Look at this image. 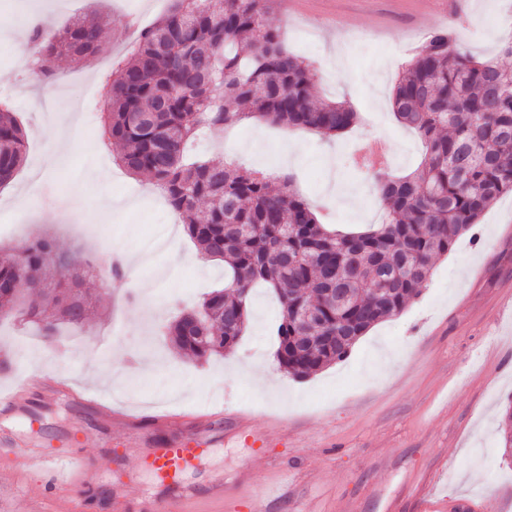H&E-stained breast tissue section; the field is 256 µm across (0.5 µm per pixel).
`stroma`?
<instances>
[{"label": "stroma", "instance_id": "1", "mask_svg": "<svg viewBox=\"0 0 512 512\" xmlns=\"http://www.w3.org/2000/svg\"><path fill=\"white\" fill-rule=\"evenodd\" d=\"M0 0V79L13 81L11 100L25 128L26 160L0 186V219L10 230L0 246L22 249L41 235L61 250L102 260L115 251L139 253L148 235L165 234L178 215L148 189L147 177L128 174L102 142L105 101L98 88L128 50L130 26L152 25L169 0ZM268 21L282 29L291 51L313 62L317 101L347 102L359 121L327 138L294 130L305 154L284 166L283 128L249 119L227 129L223 140L198 139L201 158L220 162L240 149L242 166L288 176L323 223L363 230L380 223L379 184L355 167L351 155L372 139L391 148L386 177L414 171L424 146L383 101L425 35L454 29L473 55L494 57L512 33V0H270ZM50 17L62 26L77 17H101L106 53L86 64L58 60L56 95L40 104L44 85L31 82L18 60L13 29ZM85 107L70 121V104ZM71 128L78 150L58 168L48 156L55 136ZM359 194V206L336 201L340 188ZM102 287L100 274L83 286L92 308L83 327L61 341L45 342L34 330L0 322V386L49 370L77 392L108 394L111 416L65 394L34 385L16 404L0 405V512H40L26 488L45 471L33 455L112 459L109 484L95 512L111 502L138 501L153 478L145 448L197 431L190 411H212L206 454L183 475L197 497L191 512H252L251 496L273 486L267 512H512V458L499 443L504 411L512 405V192L480 218L473 234L459 237L436 260L418 296L398 315L378 324L349 355L303 380L279 368L274 293L256 288L247 330L224 356L198 363L180 357L163 331L182 308L224 284V264L197 250L178 230L151 264ZM259 362L279 387L256 391L226 375L230 359ZM145 448H137L139 435ZM223 473L233 508L206 497L213 474Z\"/></svg>", "mask_w": 512, "mask_h": 512}]
</instances>
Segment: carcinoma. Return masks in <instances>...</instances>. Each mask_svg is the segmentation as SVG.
I'll use <instances>...</instances> for the list:
<instances>
[{
  "instance_id": "obj_1",
  "label": "carcinoma",
  "mask_w": 512,
  "mask_h": 512,
  "mask_svg": "<svg viewBox=\"0 0 512 512\" xmlns=\"http://www.w3.org/2000/svg\"><path fill=\"white\" fill-rule=\"evenodd\" d=\"M269 0H172L144 29L106 82L104 138L115 160L147 174L184 221L199 250L224 261V287L167 328L176 349L207 359L231 349L247 326L253 287L282 305L276 360L296 378L345 358L359 338L398 315L429 279L437 258L512 192V69L477 59L446 28L432 30L391 93L397 119L426 144L417 169L378 177L385 221L359 233L325 227L283 179L213 161L188 162L201 130L247 118L336 136L356 120L344 101L315 102L317 73L266 23ZM33 63L46 79L60 56L103 49L101 22L30 30ZM26 133L0 105V186L25 158ZM92 261L62 252L49 236L15 254L0 250V318L36 326L49 340L80 327ZM346 289L337 302L336 289Z\"/></svg>"
}]
</instances>
